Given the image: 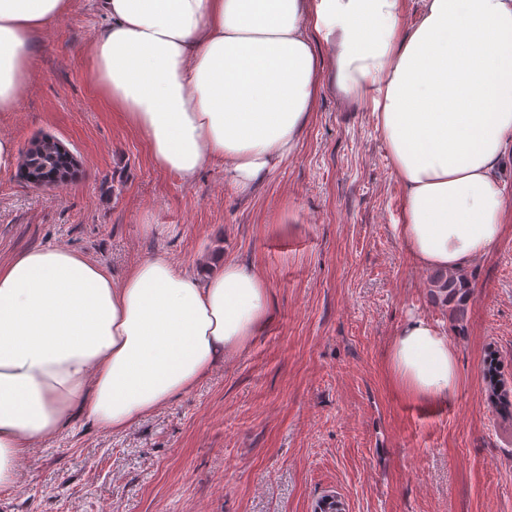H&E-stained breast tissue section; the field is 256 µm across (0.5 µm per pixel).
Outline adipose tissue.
Masks as SVG:
<instances>
[{
	"instance_id": "obj_1",
	"label": "adipose tissue",
	"mask_w": 512,
	"mask_h": 512,
	"mask_svg": "<svg viewBox=\"0 0 512 512\" xmlns=\"http://www.w3.org/2000/svg\"><path fill=\"white\" fill-rule=\"evenodd\" d=\"M73 0H0V112L17 108L34 38ZM88 46L105 103L159 169L222 162L248 188L292 155L323 88L368 104L402 189L394 230L423 268L457 271L500 240L512 200V0H98ZM252 263L208 275L144 258L109 269L59 247L0 264V489L34 443L78 419L122 432L244 351L270 315ZM397 388L431 404L459 385L446 332L422 316L389 351Z\"/></svg>"
}]
</instances>
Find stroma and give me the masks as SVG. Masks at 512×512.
Instances as JSON below:
<instances>
[{
  "label": "stroma",
  "instance_id": "1",
  "mask_svg": "<svg viewBox=\"0 0 512 512\" xmlns=\"http://www.w3.org/2000/svg\"><path fill=\"white\" fill-rule=\"evenodd\" d=\"M100 25L96 0H75L35 38L19 106L0 112L18 152L52 136L79 161L49 189L0 169V263L63 247L118 283L156 254L214 271L237 257L267 280L271 318L126 431L81 419L35 443L0 512H315L325 498L343 512H512V419L483 383L492 353L512 380V217L466 270L472 295L456 320L393 230L403 193L368 106L324 92L295 153L248 193L220 162L186 182L105 106L87 54ZM414 315L456 349L446 404L391 382L389 347Z\"/></svg>",
  "mask_w": 512,
  "mask_h": 512
}]
</instances>
